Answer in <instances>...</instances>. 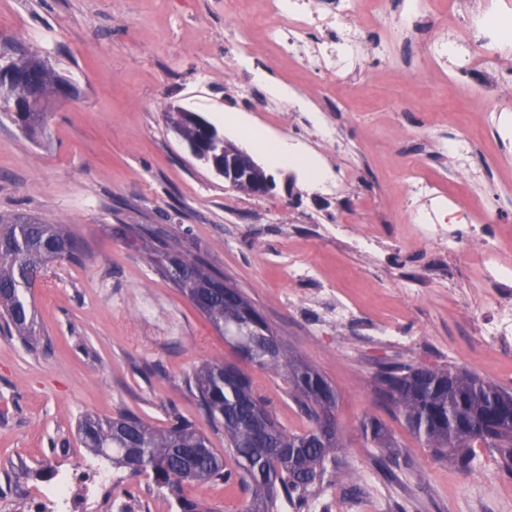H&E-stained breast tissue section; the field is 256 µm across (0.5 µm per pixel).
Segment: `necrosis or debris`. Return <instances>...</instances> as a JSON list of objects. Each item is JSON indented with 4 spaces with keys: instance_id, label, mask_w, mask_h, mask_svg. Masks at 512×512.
Instances as JSON below:
<instances>
[{
    "instance_id": "4bbe7bcc",
    "label": "necrosis or debris",
    "mask_w": 512,
    "mask_h": 512,
    "mask_svg": "<svg viewBox=\"0 0 512 512\" xmlns=\"http://www.w3.org/2000/svg\"><path fill=\"white\" fill-rule=\"evenodd\" d=\"M381 24L384 40L399 36L409 40L427 26H434L436 38L427 45V57L434 70L456 81L458 74L483 69L492 72L501 89L512 87V71H497L496 61L503 48L512 46V0H495L491 9L469 12L465 0H448L446 9H437L434 0H334L332 11L315 7L313 0H265L263 32L265 40L284 56H304L308 40H315L312 54L320 71L335 76L338 84L353 87L360 67V53L368 36V26ZM251 23L229 12L224 30V58L238 73L236 87L241 95L254 94L255 68ZM445 149L454 159L451 175L457 190L444 193L428 176L419 161L402 164L409 201L418 203L415 231L419 238L449 247L475 250L482 261V278L487 286L489 315L474 316V343L478 347L512 357V264L504 262V251L512 242L499 238L490 225L502 223L503 215L488 204L463 202L461 193L481 182L483 168L472 151L469 135L449 137ZM85 485L81 497H73L70 477L61 475L48 481L43 490V512H97L95 497L106 475L97 466L80 473Z\"/></svg>"
}]
</instances>
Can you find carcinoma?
Here are the masks:
<instances>
[{
    "label": "carcinoma",
    "instance_id": "obj_1",
    "mask_svg": "<svg viewBox=\"0 0 512 512\" xmlns=\"http://www.w3.org/2000/svg\"><path fill=\"white\" fill-rule=\"evenodd\" d=\"M49 117L48 112H21L18 120L26 135L36 138ZM166 122L187 145L205 140L203 130L183 112L166 113ZM133 235L150 240L149 258L160 264L163 277L224 334L241 359L285 380L306 427L285 429L272 401L257 391L248 373L234 363L211 360L186 381L211 425L224 431V452L177 412L163 428L133 412L112 418L88 414L78 425L84 447L108 458L116 469L152 475L180 512H207L183 495L184 486L192 483L247 490L242 512H278L281 495L290 503H303L314 491L335 486L356 494L357 484L349 481L334 456L340 442L331 383L285 348H273L279 342L276 330L243 292L224 287L223 276L182 253L176 240L155 235L148 224L137 225ZM83 257L81 241L63 225L28 214L0 215V314L5 327L27 342L37 340L26 293L50 261L80 262ZM376 381L424 447L468 469L473 445L480 442L497 449L512 473V389L462 368L403 362L381 366ZM361 433L379 448L376 465L392 473L402 455L392 436L373 418L362 421Z\"/></svg>",
    "mask_w": 512,
    "mask_h": 512
}]
</instances>
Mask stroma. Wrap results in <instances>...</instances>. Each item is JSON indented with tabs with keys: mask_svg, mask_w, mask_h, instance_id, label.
I'll use <instances>...</instances> for the list:
<instances>
[{
	"mask_svg": "<svg viewBox=\"0 0 512 512\" xmlns=\"http://www.w3.org/2000/svg\"><path fill=\"white\" fill-rule=\"evenodd\" d=\"M224 7L225 0H0V44L18 41L54 57L79 90L54 110L40 139L0 122V213L65 225L87 246L82 262L50 263L28 290L37 345L0 332V512H34L42 480L89 457L77 424L90 413L132 410L162 427L175 410L195 419L214 448L224 446L185 377L205 361L237 356L133 242L128 229L137 224L177 239L184 253L241 288L289 354L335 388L336 455L360 493L353 498L335 488L313 495L311 504L323 512H396L408 500L417 512H512V475L497 451L475 448L468 471L435 456L379 398L374 381L379 364L399 360L462 366L512 388V360L476 347L467 313L448 301L453 286L465 291L467 312L483 310L478 262L416 238L400 170L407 157L430 173L449 170L443 138L467 127L486 77L474 72L447 87L428 69L429 29L382 50L366 41L361 88L349 93L255 37L268 63L261 88L274 82L306 96L324 93L325 116L346 144L339 152L289 104H280L283 121L275 124L237 96L234 71L224 65ZM175 10L182 17L173 32ZM177 106L200 113L243 149L259 132L351 178L336 194L319 195L300 171L270 166L268 195L233 189L166 124L165 112ZM472 138L488 171L484 191L512 213V143H500L488 128ZM361 207L383 240L374 256L321 233ZM292 251L357 306L359 322L328 323L309 307L311 283L288 275ZM373 321L393 322L420 342L410 348L374 340ZM250 374L273 400L278 421L303 428L285 384L256 368ZM367 417L409 457L396 480L373 464L376 450L360 433ZM105 498L126 512H169L171 502L148 476L121 469Z\"/></svg>",
	"mask_w": 512,
	"mask_h": 512,
	"instance_id": "stroma-1",
	"label": "stroma"
}]
</instances>
